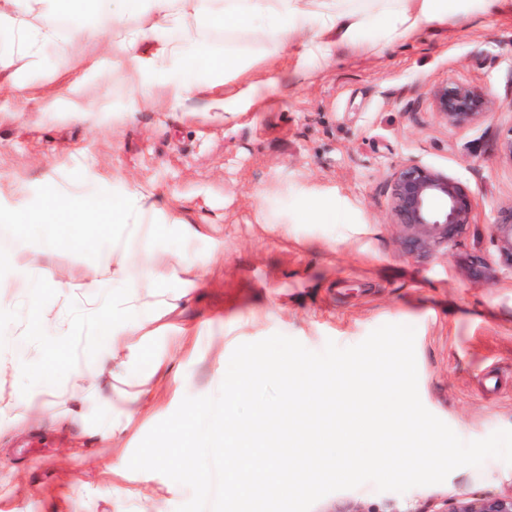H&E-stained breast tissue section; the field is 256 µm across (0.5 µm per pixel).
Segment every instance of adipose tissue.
Here are the masks:
<instances>
[{"mask_svg": "<svg viewBox=\"0 0 512 512\" xmlns=\"http://www.w3.org/2000/svg\"><path fill=\"white\" fill-rule=\"evenodd\" d=\"M204 0H146L138 24L129 21L131 0H112L99 13L95 33H110L114 63L131 74L141 68L162 73L187 52L189 38L207 27L224 26L249 31L268 56L277 57L299 43L307 51L327 56L335 42H352L370 17L357 7V0H224L220 12L204 8ZM69 6L70 0H0V22L14 25L20 45L33 47L52 34L51 27L29 29L24 18L48 14L52 5ZM385 34L389 41L401 42L423 26L444 21L448 0H383ZM177 31L181 40L169 39ZM183 263L156 268L153 257L132 248L113 252L107 273L119 299L107 314L106 336L96 356L99 371L119 375L142 356L132 333L152 335L158 315L145 299L137 273L161 279H179Z\"/></svg>", "mask_w": 512, "mask_h": 512, "instance_id": "obj_1", "label": "adipose tissue"}]
</instances>
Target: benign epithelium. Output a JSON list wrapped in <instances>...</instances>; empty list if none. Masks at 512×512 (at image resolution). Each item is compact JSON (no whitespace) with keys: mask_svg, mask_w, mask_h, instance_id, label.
<instances>
[{"mask_svg":"<svg viewBox=\"0 0 512 512\" xmlns=\"http://www.w3.org/2000/svg\"><path fill=\"white\" fill-rule=\"evenodd\" d=\"M435 116L464 129L483 122L496 103L479 87L454 80L430 90ZM390 224L405 254L427 258L448 246L475 223L478 203L459 180L413 160L396 166L387 180ZM498 252L512 264V204L501 206L491 224ZM443 512H512V495L459 499Z\"/></svg>","mask_w":512,"mask_h":512,"instance_id":"benign-epithelium-1","label":"benign epithelium"}]
</instances>
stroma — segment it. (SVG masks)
Listing matches in <instances>:
<instances>
[{
  "label": "stroma",
  "instance_id": "stroma-1",
  "mask_svg": "<svg viewBox=\"0 0 512 512\" xmlns=\"http://www.w3.org/2000/svg\"><path fill=\"white\" fill-rule=\"evenodd\" d=\"M106 6L82 0L52 14L53 37L31 53L0 25V53L13 57L0 72V278L14 282L0 290V362L20 368L0 383L10 406L0 512H176L191 489L130 470L133 452L184 397L218 392L238 344L276 333L318 352L388 323L412 326L425 408L465 441L512 430V269L489 234L512 202V163L498 153L512 132V0L451 12L394 45L373 21L328 58L296 47L271 61L247 31L205 29L216 53L248 62V81L273 68L288 80L230 117L217 107L238 81L216 82L200 59L145 76L157 100L131 112L132 78L114 66L111 40L86 37ZM449 79L483 89L497 110L465 129L440 122L429 92ZM181 85L192 93L171 109ZM409 160L459 179L479 202L476 223L425 259L401 250L389 222L386 180ZM135 190L157 202L142 248L159 265L189 260L196 278L143 280L165 326L141 338L143 357L126 373L149 380L153 395L130 404L97 371V320L71 291L101 272L98 310L111 311L104 270L124 229L35 218L53 191L81 198L95 218ZM314 198L326 206L310 217ZM482 259L494 279L476 274ZM37 308L60 319L43 335L29 329ZM80 375L96 391L78 401ZM35 398L50 402V416L29 415ZM119 414L126 429L107 440ZM482 494L511 495L512 465L490 458L403 493L367 482L311 512H443L449 499Z\"/></svg>",
  "mask_w": 512,
  "mask_h": 512
}]
</instances>
